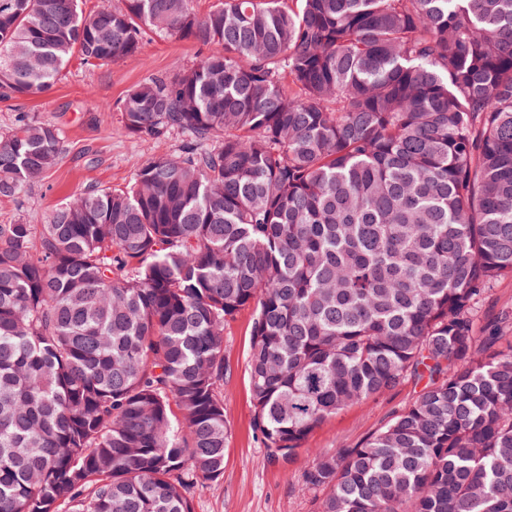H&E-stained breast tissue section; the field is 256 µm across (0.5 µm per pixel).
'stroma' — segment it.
I'll use <instances>...</instances> for the list:
<instances>
[{
  "label": "stroma",
  "instance_id": "35a3bbf8",
  "mask_svg": "<svg viewBox=\"0 0 512 512\" xmlns=\"http://www.w3.org/2000/svg\"><path fill=\"white\" fill-rule=\"evenodd\" d=\"M201 46L187 40L148 37L139 54L87 67L71 59L53 92L46 98L0 102V132L12 128L19 113L59 127L65 136L61 162L45 180L14 199H0V224L25 220L33 224L85 187L122 188L139 167L159 153H176L178 135L157 141L125 133L117 107L141 80L192 65ZM253 313L243 310L224 330V414L229 439L224 475L198 484L194 512H315V494L304 473L316 453L343 445H359L408 407L418 390L406 382L366 402L348 407L319 425L290 463L271 457L253 427L248 353Z\"/></svg>",
  "mask_w": 512,
  "mask_h": 512
}]
</instances>
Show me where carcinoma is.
<instances>
[{
  "label": "carcinoma",
  "instance_id": "obj_1",
  "mask_svg": "<svg viewBox=\"0 0 512 512\" xmlns=\"http://www.w3.org/2000/svg\"><path fill=\"white\" fill-rule=\"evenodd\" d=\"M0 0V100L149 32L206 49L120 101L179 153L0 224V512H194L224 475V329L253 309V429L288 462L408 380L413 402L305 472L316 512H512V0ZM57 126L0 134V198ZM501 313L512 317V277L500 278L480 308L482 321L494 319Z\"/></svg>",
  "mask_w": 512,
  "mask_h": 512
}]
</instances>
